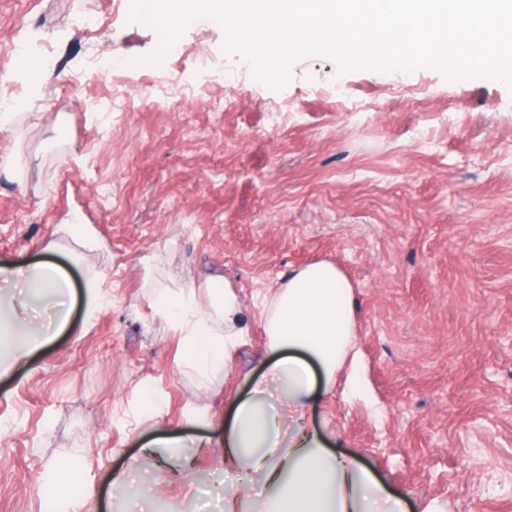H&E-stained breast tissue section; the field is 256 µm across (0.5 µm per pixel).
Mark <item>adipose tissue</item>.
Masks as SVG:
<instances>
[{"mask_svg":"<svg viewBox=\"0 0 512 512\" xmlns=\"http://www.w3.org/2000/svg\"><path fill=\"white\" fill-rule=\"evenodd\" d=\"M71 292L54 263L0 265V303L31 310L63 304ZM208 293L206 308L192 287L161 305L185 331L187 362L202 374L229 366L249 331L232 286ZM263 324L278 399L270 401L266 386L254 383L224 426L225 463L247 468L266 491L252 512H405L401 499L354 458L325 448L304 420L326 380L358 365L355 293L343 272L325 262L291 271L266 297Z\"/></svg>","mask_w":512,"mask_h":512,"instance_id":"1","label":"adipose tissue"}]
</instances>
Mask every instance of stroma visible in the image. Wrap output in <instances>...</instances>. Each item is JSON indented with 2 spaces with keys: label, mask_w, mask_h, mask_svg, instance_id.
I'll return each mask as SVG.
<instances>
[{
  "label": "stroma",
  "mask_w": 512,
  "mask_h": 512,
  "mask_svg": "<svg viewBox=\"0 0 512 512\" xmlns=\"http://www.w3.org/2000/svg\"><path fill=\"white\" fill-rule=\"evenodd\" d=\"M128 6L0 0V50L19 31L29 44L8 67L29 118L0 127V156L21 167L0 178V264L55 262L77 290L66 327L0 378V512H42L63 462L65 512L143 497L153 512H219L225 495L249 497L204 442L268 370L266 293L316 262L354 288L362 359L357 387L335 374L311 413L326 447L409 512H512V92L429 69L340 77L309 57L284 89L254 80L236 95L210 80V66L242 65L216 23L149 64L158 36ZM98 56L122 61L132 106L114 110ZM210 282L231 284L249 334L203 379L158 297L193 287L203 301ZM163 436L179 447L144 453Z\"/></svg>",
  "instance_id": "obj_1"
}]
</instances>
